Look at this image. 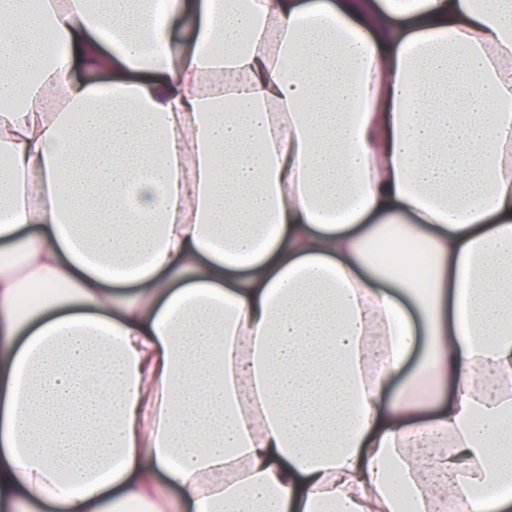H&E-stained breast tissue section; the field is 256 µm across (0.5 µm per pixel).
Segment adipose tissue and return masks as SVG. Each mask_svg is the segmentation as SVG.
Returning a JSON list of instances; mask_svg holds the SVG:
<instances>
[{"instance_id":"ef3b65f1","label":"adipose tissue","mask_w":512,"mask_h":512,"mask_svg":"<svg viewBox=\"0 0 512 512\" xmlns=\"http://www.w3.org/2000/svg\"><path fill=\"white\" fill-rule=\"evenodd\" d=\"M444 489L512 512V0H0V512Z\"/></svg>"}]
</instances>
